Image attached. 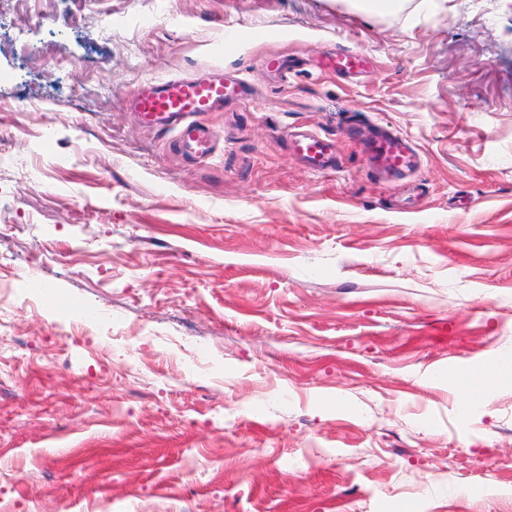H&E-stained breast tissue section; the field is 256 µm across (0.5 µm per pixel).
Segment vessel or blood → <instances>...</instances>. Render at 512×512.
I'll return each mask as SVG.
<instances>
[{"mask_svg": "<svg viewBox=\"0 0 512 512\" xmlns=\"http://www.w3.org/2000/svg\"><path fill=\"white\" fill-rule=\"evenodd\" d=\"M372 62L360 51L342 49L324 59L325 73L353 79L371 68ZM246 83L237 76L200 77L185 75L148 83L135 93L131 110L140 126L174 131L178 149L190 157L203 159L215 151L213 134L196 123V115L223 110L239 103ZM290 153L316 173L336 170V144L310 130H294L288 135ZM369 170L374 177H396L408 170L416 151L403 135L385 126L375 127L364 144Z\"/></svg>", "mask_w": 512, "mask_h": 512, "instance_id": "1", "label": "vessel or blood"}]
</instances>
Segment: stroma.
Masks as SVG:
<instances>
[{
	"label": "stroma",
	"mask_w": 512,
	"mask_h": 512,
	"mask_svg": "<svg viewBox=\"0 0 512 512\" xmlns=\"http://www.w3.org/2000/svg\"><path fill=\"white\" fill-rule=\"evenodd\" d=\"M17 11L0 0V512H512V0ZM228 25L254 33L231 55ZM344 48L372 69L320 70ZM217 72L248 95L201 115L210 159L136 122L142 85ZM348 114L409 139L415 172L373 179ZM297 127L341 166L296 160ZM288 146L290 153L315 173H328L338 167L335 142L316 132L291 131Z\"/></svg>",
	"instance_id": "stroma-1"
}]
</instances>
